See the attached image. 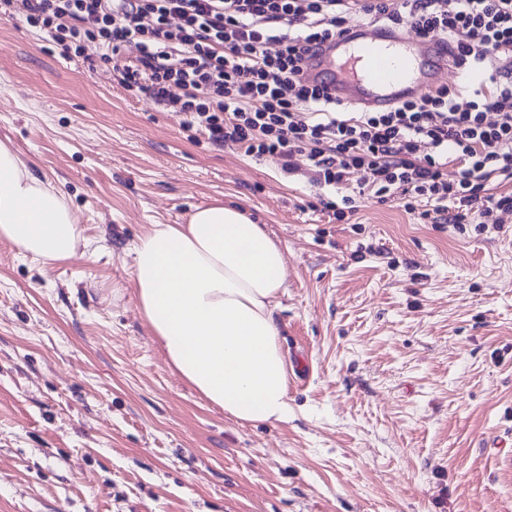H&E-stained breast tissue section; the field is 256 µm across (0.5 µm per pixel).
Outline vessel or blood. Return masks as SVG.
Wrapping results in <instances>:
<instances>
[{
  "label": "vessel or blood",
  "mask_w": 512,
  "mask_h": 512,
  "mask_svg": "<svg viewBox=\"0 0 512 512\" xmlns=\"http://www.w3.org/2000/svg\"><path fill=\"white\" fill-rule=\"evenodd\" d=\"M450 71L442 38L350 25L320 45L301 76L339 104L383 111L426 94Z\"/></svg>",
  "instance_id": "1"
}]
</instances>
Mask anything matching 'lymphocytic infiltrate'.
<instances>
[{"instance_id": "lymphocytic-infiltrate-1", "label": "lymphocytic infiltrate", "mask_w": 512, "mask_h": 512, "mask_svg": "<svg viewBox=\"0 0 512 512\" xmlns=\"http://www.w3.org/2000/svg\"><path fill=\"white\" fill-rule=\"evenodd\" d=\"M0 14L78 51L98 43L124 88L184 113L212 145L287 173L306 155L316 181L338 189L364 173L360 190L437 224L512 214V0H0ZM351 18L447 37L453 66L484 82L440 85L388 112L336 105L301 65ZM493 179L502 192L488 190Z\"/></svg>"}]
</instances>
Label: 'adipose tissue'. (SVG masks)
I'll return each mask as SVG.
<instances>
[{"mask_svg":"<svg viewBox=\"0 0 512 512\" xmlns=\"http://www.w3.org/2000/svg\"><path fill=\"white\" fill-rule=\"evenodd\" d=\"M0 239L44 263L72 258L79 230L66 195L0 142ZM140 310L172 366L241 423L288 418V377L274 318L286 282L263 225L217 203L187 223L155 224L133 246Z\"/></svg>","mask_w":512,"mask_h":512,"instance_id":"1","label":"adipose tissue"}]
</instances>
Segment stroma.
Listing matches in <instances>:
<instances>
[{
	"mask_svg": "<svg viewBox=\"0 0 512 512\" xmlns=\"http://www.w3.org/2000/svg\"><path fill=\"white\" fill-rule=\"evenodd\" d=\"M99 55L0 17V142L82 239L51 265L0 241V512H512V220L424 223L212 147ZM213 202L285 254L283 422L207 402L137 304V238Z\"/></svg>",
	"mask_w": 512,
	"mask_h": 512,
	"instance_id": "35a3bbf8",
	"label": "stroma"
}]
</instances>
